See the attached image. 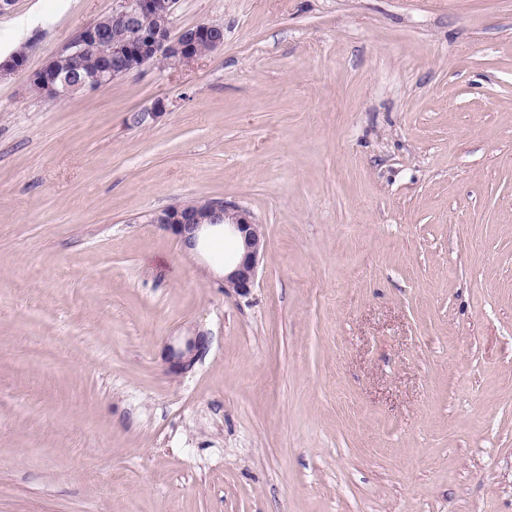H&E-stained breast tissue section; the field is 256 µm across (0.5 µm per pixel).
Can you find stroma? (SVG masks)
<instances>
[{
  "mask_svg": "<svg viewBox=\"0 0 512 512\" xmlns=\"http://www.w3.org/2000/svg\"><path fill=\"white\" fill-rule=\"evenodd\" d=\"M115 6L0 14V512H512V0H177L219 50L33 95ZM211 202L210 200H197L169 207L160 212L154 222L190 247L196 245L200 239V233L204 229L222 226L224 235L228 232L235 238L241 237L244 253L232 271L226 274L225 268L223 269L224 279L221 288H224L225 294L245 297L256 285L258 268L264 256L265 240L261 224H258L248 210L223 201H214L212 209L204 213L193 212L181 207L205 210Z\"/></svg>",
  "mask_w": 512,
  "mask_h": 512,
  "instance_id": "stroma-1",
  "label": "stroma"
}]
</instances>
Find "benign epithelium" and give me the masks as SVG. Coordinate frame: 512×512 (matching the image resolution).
Instances as JSON below:
<instances>
[{
    "label": "benign epithelium",
    "mask_w": 512,
    "mask_h": 512,
    "mask_svg": "<svg viewBox=\"0 0 512 512\" xmlns=\"http://www.w3.org/2000/svg\"><path fill=\"white\" fill-rule=\"evenodd\" d=\"M175 0H117L112 17L129 31L128 41L112 46L113 64L103 65L93 75L77 77L69 69L59 67L55 53L42 68L31 75L30 82L42 86L46 96L66 98L77 91L103 86L151 62H162L171 68L187 65L200 58L193 46L200 38L211 39L214 47L224 44V27L200 23L184 29L171 38L168 21L173 14ZM105 40L102 28L93 24L80 33V41L68 45L71 63L81 60V40ZM155 223L193 247L205 229L222 224L224 231L243 239L244 253L235 268L224 275L222 288L228 295L245 297L256 285L258 268L264 256L265 240L261 225L251 213L237 205L222 201L212 203V209L193 212L181 206L160 212Z\"/></svg>",
    "instance_id": "obj_1"
}]
</instances>
